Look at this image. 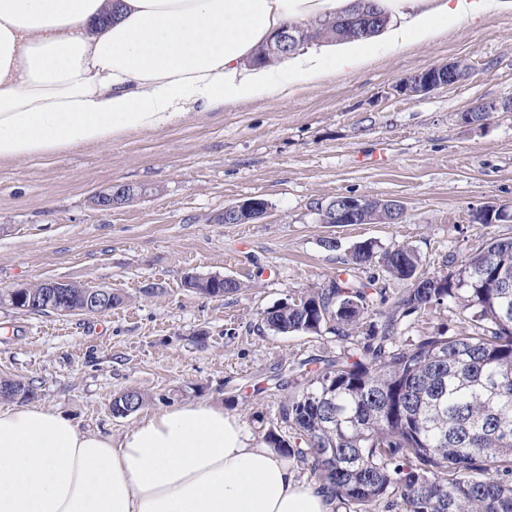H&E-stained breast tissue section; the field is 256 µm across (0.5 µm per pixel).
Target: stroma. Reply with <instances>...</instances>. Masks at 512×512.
<instances>
[{"instance_id":"35a3bbf8","label":"stroma","mask_w":512,"mask_h":512,"mask_svg":"<svg viewBox=\"0 0 512 512\" xmlns=\"http://www.w3.org/2000/svg\"><path fill=\"white\" fill-rule=\"evenodd\" d=\"M477 22L380 51L356 74L287 96L225 105L110 142L0 164V291L45 280L104 287V315L29 314L0 305V377L33 382L42 407L81 429L121 438L148 415L205 401L237 415L255 439L287 434L280 409L301 361L333 357L328 332L278 334L262 311L327 287L363 241L405 245L426 275H444L512 222L478 224L475 209L512 210V112L465 124L478 101L512 98V6L486 0ZM463 59L471 77L424 99L396 84ZM145 188L101 210L98 192ZM346 194L394 200L395 224H324L318 206ZM265 199L256 223L221 224L229 204ZM223 276L242 290L205 297L183 278ZM403 341L464 331L447 305L404 317ZM134 389L148 403L113 416Z\"/></svg>"}]
</instances>
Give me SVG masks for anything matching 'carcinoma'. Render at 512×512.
<instances>
[{"mask_svg":"<svg viewBox=\"0 0 512 512\" xmlns=\"http://www.w3.org/2000/svg\"><path fill=\"white\" fill-rule=\"evenodd\" d=\"M388 15L375 0H355L345 15L316 20L311 39L352 41L384 28ZM374 263L410 283L385 321L370 317ZM420 257L398 246L380 251L373 241L356 246L344 276L298 301L262 313L276 333H319L343 341L366 329V343L348 346L315 370L299 364V391L282 405L289 436L273 430L264 443L311 465L349 512H374L393 497L402 512H512V237L489 238L446 275L419 272ZM196 293L221 297L240 282L184 277ZM448 303L468 331L399 343L398 319ZM32 384L0 380V397L28 401ZM144 396L126 391L112 411Z\"/></svg>","mask_w":512,"mask_h":512,"instance_id":"cac0c4a2","label":"carcinoma"}]
</instances>
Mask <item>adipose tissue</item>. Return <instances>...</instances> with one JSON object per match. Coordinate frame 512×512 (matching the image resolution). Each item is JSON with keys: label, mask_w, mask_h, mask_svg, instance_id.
<instances>
[{"label": "adipose tissue", "mask_w": 512, "mask_h": 512, "mask_svg": "<svg viewBox=\"0 0 512 512\" xmlns=\"http://www.w3.org/2000/svg\"><path fill=\"white\" fill-rule=\"evenodd\" d=\"M0 0V163L98 145L193 112L253 101L335 71L355 72L373 40L304 49L255 66L289 22L349 0ZM378 0L401 17L383 34L430 40L484 0ZM314 480L206 402L143 418L120 439L39 405L0 408V512H334Z\"/></svg>", "instance_id": "adipose-tissue-1"}]
</instances>
